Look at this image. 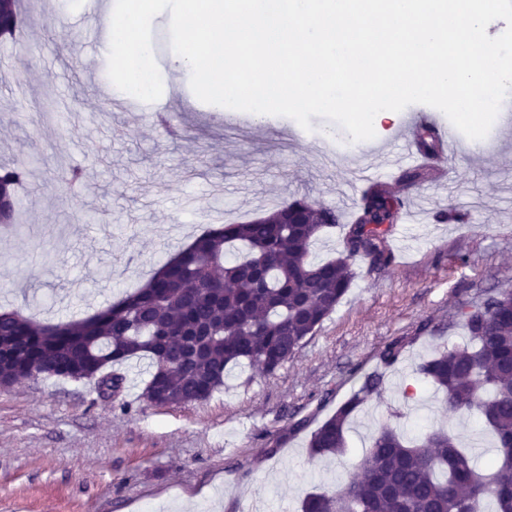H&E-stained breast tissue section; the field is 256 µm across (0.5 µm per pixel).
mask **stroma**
Masks as SVG:
<instances>
[{"instance_id":"35a3bbf8","label":"stroma","mask_w":512,"mask_h":512,"mask_svg":"<svg viewBox=\"0 0 512 512\" xmlns=\"http://www.w3.org/2000/svg\"><path fill=\"white\" fill-rule=\"evenodd\" d=\"M25 26L0 42V164L25 163L24 234L0 232V308L58 322L100 311L133 292L187 248L214 217L244 222L283 200L335 210L339 227L311 249L326 261L343 250L339 187L346 157L322 155L337 124L243 112L238 123L201 102L170 53L156 55L163 94L133 112L112 111L108 52L92 34L104 25L95 0H22ZM177 113L173 131L157 122ZM80 166L70 185L63 172ZM451 173L430 171L395 197L418 198L413 223H396L392 259L356 260V278L336 310L277 372H230L221 393L156 407L142 389L145 363L122 366L126 381L105 399L94 384L39 376L0 388V512H300L311 492L357 474L370 435L401 412L410 433L442 429L464 446H489L475 418L449 414L440 394L414 383L420 357L464 346L460 328L434 336L459 303L512 290V136L479 157L458 155ZM408 341L380 398L351 429L343 457H311L316 428L378 365L391 340ZM307 428L293 430L298 419Z\"/></svg>"}]
</instances>
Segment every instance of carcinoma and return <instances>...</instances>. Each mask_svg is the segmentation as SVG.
Wrapping results in <instances>:
<instances>
[{"mask_svg":"<svg viewBox=\"0 0 512 512\" xmlns=\"http://www.w3.org/2000/svg\"><path fill=\"white\" fill-rule=\"evenodd\" d=\"M0 38L21 24L15 0H0ZM28 172L0 168V198L8 200L3 224L18 225V192ZM309 201L279 203L271 215H297L298 224L243 222L212 228L158 269L136 292L92 316L41 324L17 310L0 312V382L56 376L112 383L125 375L106 370L133 360L150 361L142 397L154 406L203 402L224 386L233 368L258 366L271 374L313 335L351 287L352 261L385 266V242L399 220V201L379 186L366 189L343 239L340 257L310 258L319 233L336 224V211L308 209ZM467 343L421 359V382L444 395L448 410L474 416L495 440L491 474L447 432L410 442L386 425L371 438L359 474L333 493H310L302 512H512V290L489 291L459 305L448 327ZM396 338L380 352V368L312 432L309 453L341 456L357 415L383 388L384 371L405 349Z\"/></svg>","mask_w":512,"mask_h":512,"instance_id":"1","label":"carcinoma"}]
</instances>
